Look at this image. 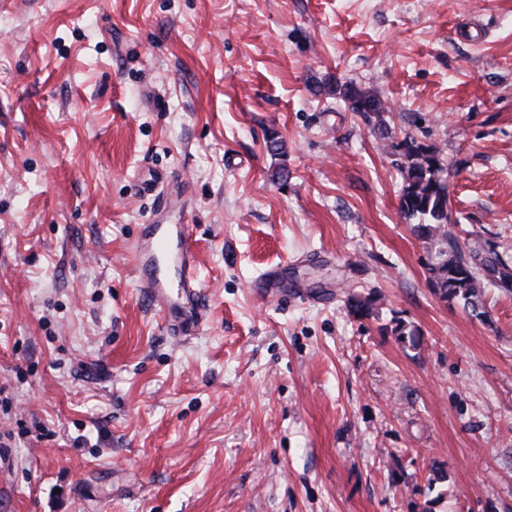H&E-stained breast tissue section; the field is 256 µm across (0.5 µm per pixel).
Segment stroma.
Returning a JSON list of instances; mask_svg holds the SVG:
<instances>
[{"label":"stroma","mask_w":512,"mask_h":512,"mask_svg":"<svg viewBox=\"0 0 512 512\" xmlns=\"http://www.w3.org/2000/svg\"><path fill=\"white\" fill-rule=\"evenodd\" d=\"M410 131L512 257V0H0V512H512V296L435 293ZM150 221L193 227L195 336ZM281 263L303 299L256 297ZM345 99L351 101L352 109L359 113L364 114L367 117L374 115L379 121H382V113L385 112L383 102L370 94L365 92L357 91L350 86L346 85L339 89ZM131 252L141 292L160 310L167 329L181 337L197 334L205 323V309L191 225L144 224ZM166 266L173 268L175 282L162 273Z\"/></svg>","instance_id":"35a3bbf8"}]
</instances>
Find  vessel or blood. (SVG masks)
Wrapping results in <instances>:
<instances>
[{
    "label": "vessel or blood",
    "mask_w": 512,
    "mask_h": 512,
    "mask_svg": "<svg viewBox=\"0 0 512 512\" xmlns=\"http://www.w3.org/2000/svg\"><path fill=\"white\" fill-rule=\"evenodd\" d=\"M131 252L139 287L145 298L160 310L167 329L181 337L197 334L205 323V309L200 301L190 225H144ZM251 288L262 299L288 294L282 270L277 265L262 272Z\"/></svg>",
    "instance_id": "vessel-or-blood-1"
}]
</instances>
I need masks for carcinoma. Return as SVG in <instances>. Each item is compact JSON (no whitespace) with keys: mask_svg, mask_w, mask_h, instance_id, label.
<instances>
[{"mask_svg":"<svg viewBox=\"0 0 512 512\" xmlns=\"http://www.w3.org/2000/svg\"><path fill=\"white\" fill-rule=\"evenodd\" d=\"M342 95L351 101L352 109L369 117L382 119L383 102L350 86ZM397 163L402 179L400 209L405 218L417 220L413 231L424 239L437 237L446 248L438 252V260L429 268L430 280L439 298L448 303H463L477 315L482 314V296L487 288L512 292V262L478 243L462 247L456 235L448 232L449 193L448 164L440 151L417 140L404 138ZM350 313L367 319L373 313V300L361 296L348 299Z\"/></svg>","mask_w":512,"mask_h":512,"instance_id":"1","label":"carcinoma"}]
</instances>
